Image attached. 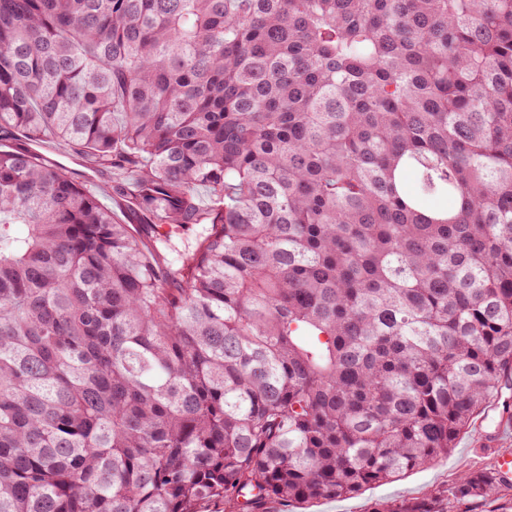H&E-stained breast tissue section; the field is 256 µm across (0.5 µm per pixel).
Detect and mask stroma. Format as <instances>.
<instances>
[{
	"label": "stroma",
	"instance_id": "1",
	"mask_svg": "<svg viewBox=\"0 0 512 512\" xmlns=\"http://www.w3.org/2000/svg\"><path fill=\"white\" fill-rule=\"evenodd\" d=\"M41 153L64 165L76 181H93L103 187L100 200L113 218L131 225L136 232L144 227L130 199L115 189L113 176L107 170H94L83 158L61 151L50 139L40 145ZM512 456V423H505L500 404H492L480 413L470 427L461 433L448 456L433 465L407 473L401 480L367 486L350 498L320 499L313 502H282L269 504V512H373L376 504L392 501H418L434 489L451 484L463 472L495 464L498 457Z\"/></svg>",
	"mask_w": 512,
	"mask_h": 512
}]
</instances>
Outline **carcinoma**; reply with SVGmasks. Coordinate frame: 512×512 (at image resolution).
<instances>
[{
    "label": "carcinoma",
    "instance_id": "obj_1",
    "mask_svg": "<svg viewBox=\"0 0 512 512\" xmlns=\"http://www.w3.org/2000/svg\"><path fill=\"white\" fill-rule=\"evenodd\" d=\"M16 135L205 235L0 148V512L353 497L512 384V0H0ZM39 144L30 145L37 151L51 159L60 162L68 170L69 175L78 182L94 181L103 187L100 200L105 207L112 211L113 218L120 224H130L144 241L152 243L151 234L141 224L140 217L131 203V200L119 190L113 188L114 179L109 170H94L89 167L83 158L71 153L61 151L52 139H44ZM170 230L171 229H168V227L158 230V234L161 235L162 238L164 236L170 239V245L165 250L170 257H176L178 252L193 249L197 241L203 235L202 226H193L183 229L177 228L172 229V232Z\"/></svg>",
    "mask_w": 512,
    "mask_h": 512
}]
</instances>
